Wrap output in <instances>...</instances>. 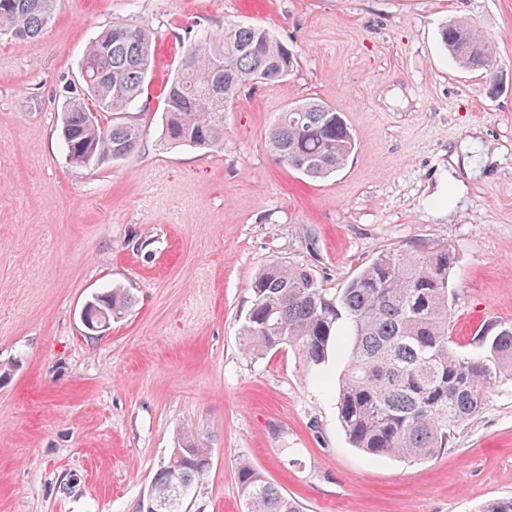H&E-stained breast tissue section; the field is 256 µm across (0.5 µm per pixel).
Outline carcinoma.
I'll use <instances>...</instances> for the list:
<instances>
[{"instance_id":"1","label":"carcinoma","mask_w":512,"mask_h":512,"mask_svg":"<svg viewBox=\"0 0 512 512\" xmlns=\"http://www.w3.org/2000/svg\"><path fill=\"white\" fill-rule=\"evenodd\" d=\"M55 0H0V34L28 42L53 21ZM452 59L480 70L490 65L486 40L470 25L442 27ZM153 61L152 37L114 23L87 48L78 80L82 96L65 105L61 134L69 161L130 158L141 131L117 115L142 94ZM297 65V54L269 29L231 23L223 31L183 42L177 74L163 108L165 138L214 147L224 141V113L248 84H275ZM275 160L310 179L339 171L356 149L342 113L322 101L280 112L269 134ZM454 254L435 244L415 252H384L338 293L310 269L270 264L250 285L253 302L240 336L261 355L294 350L305 375L318 381L333 354L345 360L337 391L341 427L366 454L415 461L437 455L485 406L491 389L512 383V323L489 320L462 350L450 335L449 281ZM133 297L120 288L91 295L83 310L93 325L125 316ZM211 449L191 433L177 439L153 476L137 512H182L183 488L205 479ZM242 512H300L298 503L248 461L238 463Z\"/></svg>"}]
</instances>
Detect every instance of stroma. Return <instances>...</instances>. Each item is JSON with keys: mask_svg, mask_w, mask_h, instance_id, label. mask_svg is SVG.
Instances as JSON below:
<instances>
[{"mask_svg": "<svg viewBox=\"0 0 512 512\" xmlns=\"http://www.w3.org/2000/svg\"><path fill=\"white\" fill-rule=\"evenodd\" d=\"M455 21L490 43L489 70L448 56L439 33ZM115 22L154 38L125 114L141 144L76 167L61 109ZM228 23L268 28L298 65L241 90L223 147L169 144L181 39ZM308 99L356 140L323 180L267 146L279 112ZM432 244L456 256L458 342L512 322V0H57L39 38L0 35V512H135L185 426L212 450L186 512H240L243 459L303 512H481L512 497V386L433 458H369L338 419L342 358L317 383L293 350H242L262 266L308 267L336 291L380 253ZM112 287L134 306L87 335L84 299Z\"/></svg>", "mask_w": 512, "mask_h": 512, "instance_id": "obj_1", "label": "stroma"}]
</instances>
